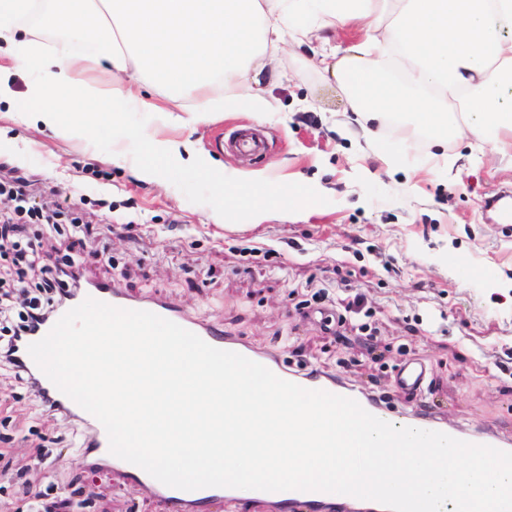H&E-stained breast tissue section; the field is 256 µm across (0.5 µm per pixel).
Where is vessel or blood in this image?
Listing matches in <instances>:
<instances>
[{"mask_svg": "<svg viewBox=\"0 0 512 512\" xmlns=\"http://www.w3.org/2000/svg\"><path fill=\"white\" fill-rule=\"evenodd\" d=\"M89 297L119 308L155 313L195 333L216 348L239 353L264 365L280 378L307 389L324 390L354 399L370 414L390 421L395 426H414L425 430L446 432L463 441L495 448L500 445L499 440L490 431L468 432L451 429L437 421L428 412H421L410 417L390 415L382 399L351 389L339 382L335 376L325 374L317 368L311 366L292 367L280 354L254 349L237 337L225 335L223 330L217 326L205 325L191 319L178 307L160 299L133 297L120 287L106 282L90 281L86 283L83 290L69 297L65 306L69 309L73 308ZM51 328V322L46 321L30 331L18 342L15 348V357L23 369L36 378L37 386L47 400L66 410L72 417L84 422L90 429L91 436L82 444L81 449L91 465L97 466L103 463L111 465L113 469L122 473L127 483L146 486L155 495L166 500L174 512H204L211 502L238 499V491L234 488H204L184 491L168 487L140 467L112 455L102 424L60 392L28 353L29 345L42 339ZM427 374L426 364L420 359L411 357L399 367L395 383L401 389L417 393L424 389ZM262 499L270 512H387L383 505L373 500L318 491L266 492L263 493Z\"/></svg>", "mask_w": 512, "mask_h": 512, "instance_id": "b4317fda", "label": "vessel or blood"}]
</instances>
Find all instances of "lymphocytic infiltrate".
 I'll return each mask as SVG.
<instances>
[{"mask_svg":"<svg viewBox=\"0 0 512 512\" xmlns=\"http://www.w3.org/2000/svg\"><path fill=\"white\" fill-rule=\"evenodd\" d=\"M14 201L13 216L0 218V258L10 263L0 271V364L12 367L16 379L29 389L37 382L16 368L12 343L33 324L50 318L55 310L82 284L79 261L70 254L53 257L41 254L37 238L28 235L27 223L40 226L42 234H77L78 224L62 227L57 212L29 204L30 182L26 177L0 179V196Z\"/></svg>","mask_w":512,"mask_h":512,"instance_id":"1","label":"lymphocytic infiltrate"}]
</instances>
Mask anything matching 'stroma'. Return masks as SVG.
Returning a JSON list of instances; mask_svg holds the SVG:
<instances>
[{
    "label": "stroma",
    "instance_id": "obj_1",
    "mask_svg": "<svg viewBox=\"0 0 512 512\" xmlns=\"http://www.w3.org/2000/svg\"><path fill=\"white\" fill-rule=\"evenodd\" d=\"M275 66L280 79L262 88L277 109L263 116L226 112L207 124L172 125L127 112L132 135L120 165L105 132L76 140L15 122L36 103L31 75L9 69L0 174L28 177L38 205L81 219L75 254L86 279L171 302L283 352L292 365L336 375L393 412L423 400L449 425L488 428L512 443V225L487 207L512 191V153L457 141L447 150L452 169L437 168L429 134L406 143L388 123L375 141L358 136L354 113L327 86L309 45L285 44ZM145 128L193 142L223 167L227 185L302 184L310 201L234 230L213 223L223 197L195 168L149 159L136 136ZM236 129L274 145L260 159L222 147L224 131ZM146 161L155 167L150 181L137 174ZM317 287L327 298L313 299ZM409 357L428 367L420 400L395 384ZM0 435L27 468L24 484L0 478L9 512H30L38 495L55 512H172L117 471L88 469L81 426L42 413L36 396L1 369Z\"/></svg>",
    "mask_w": 512,
    "mask_h": 512
}]
</instances>
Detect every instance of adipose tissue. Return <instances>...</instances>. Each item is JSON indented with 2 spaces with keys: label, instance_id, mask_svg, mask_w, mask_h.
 <instances>
[{
  "label": "adipose tissue",
  "instance_id": "adipose-tissue-1",
  "mask_svg": "<svg viewBox=\"0 0 512 512\" xmlns=\"http://www.w3.org/2000/svg\"><path fill=\"white\" fill-rule=\"evenodd\" d=\"M396 2L388 23L387 0H0V54L34 76L39 105L18 121L69 138L101 124L118 144L128 136L130 109L183 121L136 96L131 83L192 100L195 122L220 112L264 115L273 105L258 87L262 71L282 44L315 36L320 70L366 121L364 137L390 115L403 118L408 139L429 132L439 145L472 138L512 149V0ZM353 21L366 22L364 38L336 46L331 31ZM104 64L112 70L106 88L86 77ZM99 100L111 106L103 122L72 108ZM139 137L154 157L190 164L223 191V172L190 141ZM307 193L267 180L261 191L227 196L211 219L258 221L301 206Z\"/></svg>",
  "mask_w": 512,
  "mask_h": 512
}]
</instances>
